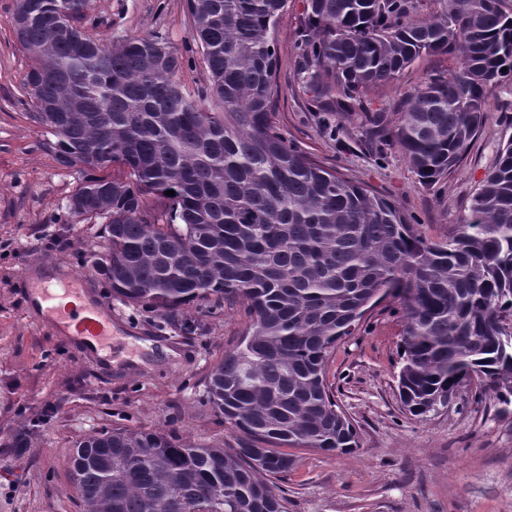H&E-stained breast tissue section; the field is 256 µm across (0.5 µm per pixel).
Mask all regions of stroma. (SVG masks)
<instances>
[{
	"instance_id": "1",
	"label": "stroma",
	"mask_w": 512,
	"mask_h": 512,
	"mask_svg": "<svg viewBox=\"0 0 512 512\" xmlns=\"http://www.w3.org/2000/svg\"><path fill=\"white\" fill-rule=\"evenodd\" d=\"M15 0H0V512H82L69 460L77 440L104 428L165 430L193 444L237 447L243 434L206 399V378L242 336L241 303L194 301L164 316L113 296L97 269L104 225L68 215L84 179L57 160L56 138L24 93L28 60L12 28ZM303 0H289L276 27V122L281 133L347 177L367 183L411 217L424 238L456 232L474 192L512 131V84L488 99L483 128L462 161L424 185L398 144L363 147L375 115L398 121L408 91L459 68L425 54L390 86L368 93L367 112H311L296 44ZM88 34L112 43L157 33L178 54L191 44L186 0H92ZM78 274L87 295L130 343H160L136 362H102L47 325L30 304L31 277ZM404 317L396 300L368 309L337 344L326 379L358 431L348 454L296 448V464L272 479L286 512H512V408L461 385L448 407L415 417L397 390ZM27 447L17 451V439Z\"/></svg>"
}]
</instances>
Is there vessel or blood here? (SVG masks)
<instances>
[{"mask_svg": "<svg viewBox=\"0 0 512 512\" xmlns=\"http://www.w3.org/2000/svg\"><path fill=\"white\" fill-rule=\"evenodd\" d=\"M31 297L46 322L84 350L106 360L127 352V344L117 338L108 316L97 303L86 301L83 277L42 280L32 288Z\"/></svg>", "mask_w": 512, "mask_h": 512, "instance_id": "b4317fda", "label": "vessel or blood"}]
</instances>
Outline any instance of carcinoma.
<instances>
[{
  "instance_id": "obj_1",
  "label": "carcinoma",
  "mask_w": 512,
  "mask_h": 512,
  "mask_svg": "<svg viewBox=\"0 0 512 512\" xmlns=\"http://www.w3.org/2000/svg\"><path fill=\"white\" fill-rule=\"evenodd\" d=\"M305 2L298 69L317 112L355 111L424 53L460 59L407 94L395 131L422 183L448 175L490 94L512 82V9L440 0L427 18L422 0ZM186 4L209 75L194 95L162 37L110 47L85 31L89 0H16L23 88L60 163L120 172L86 178L67 203L69 215L106 224L99 270L112 294L165 314L229 299L249 318L206 382L208 402L244 434L239 447L103 428L70 459L83 512H286L267 481L294 466L282 448L358 446L326 366L380 294L405 316L398 388L412 415L474 376L481 394L512 403L500 323L512 317V135L459 232L429 241L395 203L279 131L275 27L288 0Z\"/></svg>"
}]
</instances>
